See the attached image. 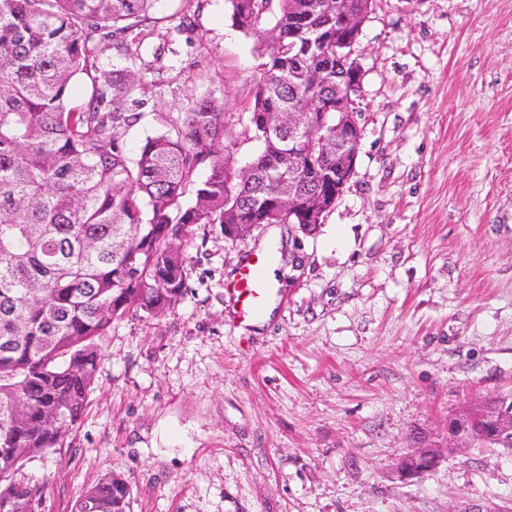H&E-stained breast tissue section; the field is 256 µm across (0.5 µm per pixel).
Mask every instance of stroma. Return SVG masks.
<instances>
[{"label": "stroma", "mask_w": 512, "mask_h": 512, "mask_svg": "<svg viewBox=\"0 0 512 512\" xmlns=\"http://www.w3.org/2000/svg\"><path fill=\"white\" fill-rule=\"evenodd\" d=\"M156 0L167 42L134 62L145 121L193 96L241 115L260 62L227 0ZM364 72L356 171L316 235L278 258L260 329L224 303L270 227L226 240L199 228L187 291L159 318L115 321L80 424L22 470L42 512H70L120 475L128 512H452L512 504V454L447 448L448 421L512 390V0H376L354 47ZM437 466L402 479V456Z\"/></svg>", "instance_id": "stroma-1"}]
</instances>
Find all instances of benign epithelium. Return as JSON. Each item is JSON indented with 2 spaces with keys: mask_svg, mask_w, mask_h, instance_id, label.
Here are the masks:
<instances>
[{
  "mask_svg": "<svg viewBox=\"0 0 512 512\" xmlns=\"http://www.w3.org/2000/svg\"><path fill=\"white\" fill-rule=\"evenodd\" d=\"M354 55V44L336 41V55L314 53V68H304L301 58L288 57L289 78L310 84L317 99L327 97L336 102V117L327 121V113L315 103L305 108H290L284 113L283 131L288 133V159L283 185L288 187V212L297 215L305 224H320L329 210L343 195L352 179L363 138V129L355 119L353 95L362 90L363 71ZM336 152L343 156V163L331 173L317 168L320 157ZM318 173L317 181L329 182L324 192L301 196L298 184L309 171ZM473 420H490L486 427L490 438L503 441L512 438V425L497 408L479 410L471 415ZM474 446V432L466 424L448 422V447L469 448ZM439 456L424 449L406 454L400 463L403 478L420 477L434 469Z\"/></svg>",
  "mask_w": 512,
  "mask_h": 512,
  "instance_id": "1",
  "label": "benign epithelium"
}]
</instances>
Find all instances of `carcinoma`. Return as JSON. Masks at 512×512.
<instances>
[{"label": "carcinoma", "instance_id": "carcinoma-1", "mask_svg": "<svg viewBox=\"0 0 512 512\" xmlns=\"http://www.w3.org/2000/svg\"><path fill=\"white\" fill-rule=\"evenodd\" d=\"M156 0H0V512H41L43 489L16 478L25 461L64 447L103 359L99 340L127 315L162 316L187 290L196 229L296 224L280 197L288 137V46L295 5L320 35L349 37L336 0H228L234 26L261 57L242 134L260 150L239 178L224 99L210 92L161 117L135 156L125 141L144 118L130 109L132 73L100 75L129 35H152ZM88 97L71 100L75 76ZM131 492L104 474L71 512H127Z\"/></svg>", "mask_w": 512, "mask_h": 512}]
</instances>
